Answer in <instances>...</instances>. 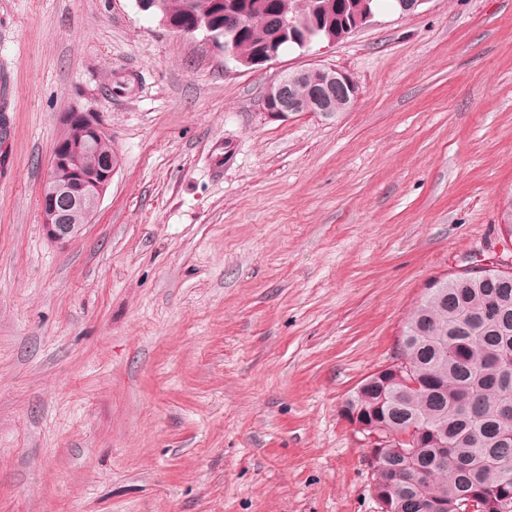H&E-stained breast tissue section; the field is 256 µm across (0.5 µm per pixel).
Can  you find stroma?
Returning a JSON list of instances; mask_svg holds the SVG:
<instances>
[{"mask_svg": "<svg viewBox=\"0 0 512 512\" xmlns=\"http://www.w3.org/2000/svg\"><path fill=\"white\" fill-rule=\"evenodd\" d=\"M350 72L336 118L274 80ZM121 164L67 247L62 113ZM0 512H379L342 406L435 278L512 264V0H377L259 69L136 0H0ZM299 89H304L300 93ZM359 97V86L348 72L332 66L315 65L282 77L270 84L264 95V112L269 120L288 121L293 115L311 112L324 119L351 109ZM336 101L340 109L336 110Z\"/></svg>", "mask_w": 512, "mask_h": 512, "instance_id": "obj_1", "label": "stroma"}]
</instances>
